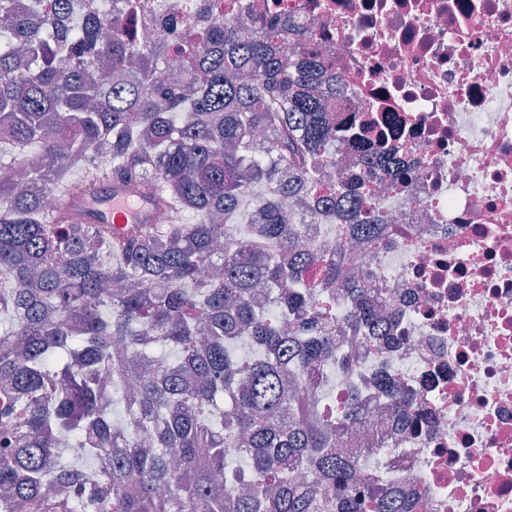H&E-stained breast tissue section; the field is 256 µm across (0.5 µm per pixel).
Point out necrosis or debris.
<instances>
[{
  "mask_svg": "<svg viewBox=\"0 0 512 512\" xmlns=\"http://www.w3.org/2000/svg\"><path fill=\"white\" fill-rule=\"evenodd\" d=\"M224 4L305 26L334 62L338 169L359 156L346 130L366 123L394 131L416 173L378 185L393 230L349 266L398 313L386 346L343 334L351 369L331 364L310 394L363 393L351 454L413 512H512V0ZM383 373L410 390L415 425L399 424Z\"/></svg>",
  "mask_w": 512,
  "mask_h": 512,
  "instance_id": "4bbe7bcc",
  "label": "necrosis or debris"
}]
</instances>
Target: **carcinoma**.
<instances>
[{
  "mask_svg": "<svg viewBox=\"0 0 512 512\" xmlns=\"http://www.w3.org/2000/svg\"><path fill=\"white\" fill-rule=\"evenodd\" d=\"M112 34L73 0H0V512H411L368 485L336 441L369 422L357 393L322 412L306 381L337 358L320 328L318 289L343 273L334 245L304 249V222L285 214L328 206L326 221L376 243L390 231L372 180L408 172L383 141L360 168L324 183L335 152L322 77L332 64L312 36L253 16L242 37L224 0H112ZM297 35L283 65L278 42ZM264 131L267 139L258 143ZM30 144L27 185L14 170ZM109 150L112 164L93 154ZM82 173L83 178L72 177ZM120 182L176 215L117 231L93 208L98 185ZM270 189L235 221L256 187ZM67 187L73 205L47 208ZM343 324L381 348L395 313L350 282ZM261 355L241 367L230 341ZM170 348L175 357L153 355ZM339 359V358H337ZM350 368V361L339 359ZM378 387L405 410L388 376ZM130 417L113 428L112 406ZM250 468L220 479L224 449ZM99 462L102 481L81 464Z\"/></svg>",
  "mask_w": 512,
  "mask_h": 512,
  "instance_id": "cac0c4a2",
  "label": "carcinoma"
}]
</instances>
